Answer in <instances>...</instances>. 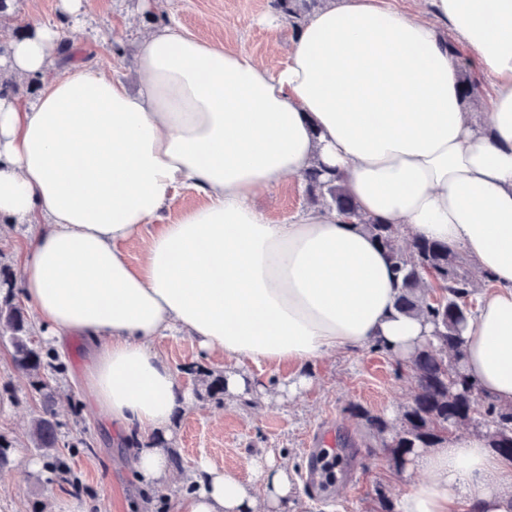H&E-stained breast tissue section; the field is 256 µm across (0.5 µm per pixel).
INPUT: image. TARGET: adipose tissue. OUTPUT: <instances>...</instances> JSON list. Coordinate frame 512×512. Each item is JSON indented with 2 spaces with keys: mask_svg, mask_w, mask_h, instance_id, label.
Instances as JSON below:
<instances>
[{
  "mask_svg": "<svg viewBox=\"0 0 512 512\" xmlns=\"http://www.w3.org/2000/svg\"><path fill=\"white\" fill-rule=\"evenodd\" d=\"M432 18L388 0H329L278 71L171 26L142 36V89L80 62L57 72L58 29L8 42L0 64L45 77L28 105L0 95V220L35 224L19 252L22 297L63 347L93 346L88 384L119 433L167 432L192 395L152 346L167 332L231 360L297 368L383 341L399 358L432 341L394 308L382 249L333 208L270 223L255 196L311 169L340 175L361 213L447 244L492 287L465 325V370L512 406V0H429ZM467 47L491 79L464 108ZM206 204L124 252L183 186ZM397 512H512V469L483 431L419 449ZM181 512H285L291 469L268 454L237 474L200 459Z\"/></svg>",
  "mask_w": 512,
  "mask_h": 512,
  "instance_id": "ef3b65f1",
  "label": "adipose tissue"
}]
</instances>
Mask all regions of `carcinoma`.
Masks as SVG:
<instances>
[{
    "mask_svg": "<svg viewBox=\"0 0 512 512\" xmlns=\"http://www.w3.org/2000/svg\"><path fill=\"white\" fill-rule=\"evenodd\" d=\"M319 0H274V6L298 28L304 13ZM310 201L336 208L351 224H361L383 249L399 288L396 309L425 317L433 327L436 342L416 350L410 364L416 395L396 426L382 415L359 407L351 412L365 421L369 434L376 438L389 461L405 467L420 448H434L448 433L463 424L480 425L489 447L512 462V407L504 408L487 397H480L477 385L465 373L462 330L474 313L470 300L476 292L467 262L447 245L413 239L401 244V228L379 224L359 211L358 205L339 178L321 179L312 170L305 174ZM14 274L0 266V338H8L14 370L30 380L39 396V409L32 418L29 442L45 460V466L62 485L78 488L66 462L57 454L60 447L56 420L58 397L51 384L54 373L64 369L58 355L36 341L33 325L13 293ZM482 410H475L477 398Z\"/></svg>",
    "mask_w": 512,
    "mask_h": 512,
    "instance_id": "cac0c4a2",
    "label": "carcinoma"
}]
</instances>
